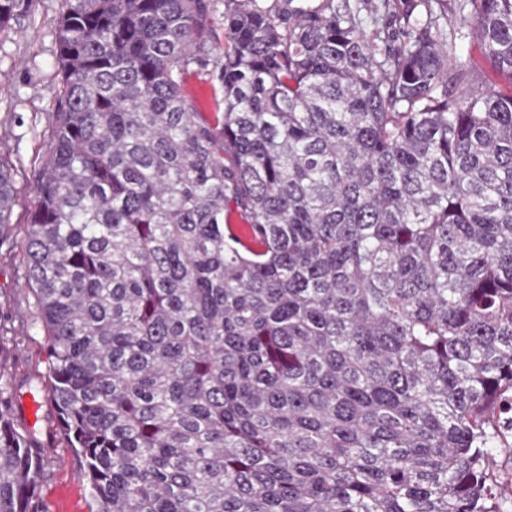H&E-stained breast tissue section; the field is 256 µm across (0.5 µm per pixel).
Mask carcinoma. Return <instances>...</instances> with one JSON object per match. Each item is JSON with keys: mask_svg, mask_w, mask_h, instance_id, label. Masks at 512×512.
I'll return each instance as SVG.
<instances>
[{"mask_svg": "<svg viewBox=\"0 0 512 512\" xmlns=\"http://www.w3.org/2000/svg\"><path fill=\"white\" fill-rule=\"evenodd\" d=\"M61 4L20 241L0 158L54 422L0 390V512L57 436L89 512H512V0H224L212 63L205 0ZM463 25L465 27L462 32L466 35L457 41V56L485 73L493 82H500L501 79L494 78L490 65L483 58L479 42L469 34L474 27L473 18L468 17L466 20H463ZM183 89L192 101L195 112L205 118L212 119L213 112H222L223 105L217 110L216 97L221 98L220 92L213 86L205 69L193 66L185 75Z\"/></svg>", "mask_w": 512, "mask_h": 512, "instance_id": "obj_1", "label": "carcinoma"}]
</instances>
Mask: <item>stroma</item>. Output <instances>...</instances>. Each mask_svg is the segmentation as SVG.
<instances>
[{
	"instance_id": "1",
	"label": "stroma",
	"mask_w": 512,
	"mask_h": 512,
	"mask_svg": "<svg viewBox=\"0 0 512 512\" xmlns=\"http://www.w3.org/2000/svg\"><path fill=\"white\" fill-rule=\"evenodd\" d=\"M60 0H21L18 16L0 32V157L13 168L17 199L10 221H30L31 186L49 147L51 123L60 106L56 28ZM183 89L202 117L217 110L218 90L205 69L192 67ZM43 330L26 285L20 254L0 250V365L11 378L16 408L27 409L29 379L41 367ZM48 512H88V488L72 451L58 447L40 482Z\"/></svg>"
}]
</instances>
